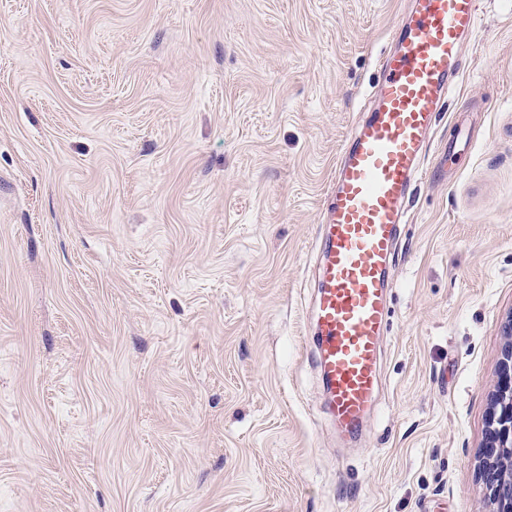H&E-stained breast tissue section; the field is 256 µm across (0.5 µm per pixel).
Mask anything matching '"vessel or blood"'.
I'll return each instance as SVG.
<instances>
[{"mask_svg": "<svg viewBox=\"0 0 512 512\" xmlns=\"http://www.w3.org/2000/svg\"><path fill=\"white\" fill-rule=\"evenodd\" d=\"M477 24L476 0H411L377 59L376 102L353 128L323 214L315 295V362L338 439L354 437L376 404L398 229L438 106L457 84L456 62Z\"/></svg>", "mask_w": 512, "mask_h": 512, "instance_id": "b4317fda", "label": "vessel or blood"}]
</instances>
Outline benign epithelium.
Listing matches in <instances>:
<instances>
[{
    "label": "benign epithelium",
    "mask_w": 512,
    "mask_h": 512,
    "mask_svg": "<svg viewBox=\"0 0 512 512\" xmlns=\"http://www.w3.org/2000/svg\"><path fill=\"white\" fill-rule=\"evenodd\" d=\"M501 329L504 344L488 395L480 459L489 512H512V313L502 322Z\"/></svg>",
    "instance_id": "obj_1"
}]
</instances>
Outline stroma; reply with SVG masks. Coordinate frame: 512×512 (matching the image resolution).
I'll use <instances>...</instances> for the list:
<instances>
[{
  "instance_id": "obj_1",
  "label": "stroma",
  "mask_w": 512,
  "mask_h": 512,
  "mask_svg": "<svg viewBox=\"0 0 512 512\" xmlns=\"http://www.w3.org/2000/svg\"><path fill=\"white\" fill-rule=\"evenodd\" d=\"M408 5L0 0V512H488L512 0H477L348 442L312 358L324 204Z\"/></svg>"
}]
</instances>
